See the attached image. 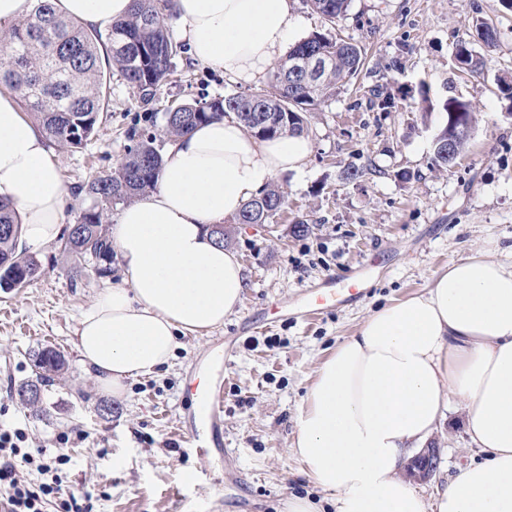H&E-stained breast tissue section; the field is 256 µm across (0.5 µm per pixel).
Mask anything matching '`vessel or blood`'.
<instances>
[{
    "mask_svg": "<svg viewBox=\"0 0 512 512\" xmlns=\"http://www.w3.org/2000/svg\"><path fill=\"white\" fill-rule=\"evenodd\" d=\"M362 293L360 277H348L344 287L327 284L312 289L305 302L306 311L317 313L334 307L342 302L344 296L357 297ZM229 354L218 350L214 359L205 368L204 376L189 380L186 385L191 395L193 426L180 432L185 442L194 448L197 457L208 460L211 455L224 451L221 432V417L224 407V376L228 366Z\"/></svg>",
    "mask_w": 512,
    "mask_h": 512,
    "instance_id": "b4317fda",
    "label": "vessel or blood"
}]
</instances>
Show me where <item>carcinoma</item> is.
<instances>
[{"label": "carcinoma", "instance_id": "obj_1", "mask_svg": "<svg viewBox=\"0 0 512 512\" xmlns=\"http://www.w3.org/2000/svg\"><path fill=\"white\" fill-rule=\"evenodd\" d=\"M130 14L112 23L106 41L88 33L75 19L58 13L52 0H36L33 11L3 36L0 53V86L13 92L25 110L40 124L46 137L64 147L80 148L96 134L101 113L108 106L107 74L115 69L138 100L150 104L159 88L174 75L176 57L182 46L175 42L167 25L168 0H132ZM306 5L334 25L348 11L351 0H305ZM477 41L487 47L497 42V29L486 19L472 21ZM323 59L325 67L317 79L305 81L294 75L295 64L306 58ZM460 71L478 72L475 51L463 42L455 51ZM365 63L362 49L332 31L313 32L294 44L273 74L271 88L251 93H232L210 100L184 103L171 108L165 131L171 136L190 132L200 123L236 115L245 129L255 135L252 120L263 118L272 125L265 138L302 135L307 129L306 114L336 94V88L359 75ZM497 90L505 101L504 112L512 117V77L497 78ZM404 97H418L422 110L433 109L428 88L400 91ZM446 122L434 137L433 162L450 167L441 155L445 145L453 146L460 157L473 128V107L456 97L442 104ZM156 138H140L114 170L88 184V194L100 205L82 216L77 230L67 229L59 239V250L90 265L100 277L112 275V243L106 224L110 212L143 196L157 186L162 155ZM288 205L276 184L269 185L252 199L236 218L238 224H269ZM0 226L10 233L0 234V288L13 289L25 273H44L34 255L18 251L20 224L6 203H0ZM64 365L61 354L43 349L35 355V367L43 370L36 380L49 385V373Z\"/></svg>", "mask_w": 512, "mask_h": 512}]
</instances>
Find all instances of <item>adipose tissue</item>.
<instances>
[{
    "instance_id": "1",
    "label": "adipose tissue",
    "mask_w": 512,
    "mask_h": 512,
    "mask_svg": "<svg viewBox=\"0 0 512 512\" xmlns=\"http://www.w3.org/2000/svg\"><path fill=\"white\" fill-rule=\"evenodd\" d=\"M55 5L99 28L131 10V0ZM171 10L194 61L235 83H265L297 31L292 0H171ZM310 151L303 136H252L231 114L167 147L156 189L110 228L124 285L103 289L79 321L76 348L101 393L122 396L127 380L169 362L178 337L223 325L238 308L245 269L211 230ZM60 169L39 127L1 93L0 200L18 216L22 247L63 232ZM455 402L480 459L429 502L399 466ZM291 452L334 512H512V250L449 261L425 292L373 311L317 368Z\"/></svg>"
}]
</instances>
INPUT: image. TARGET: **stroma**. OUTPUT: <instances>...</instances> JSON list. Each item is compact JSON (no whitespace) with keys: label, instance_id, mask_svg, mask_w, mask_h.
<instances>
[{"label":"stroma","instance_id":"stroma-1","mask_svg":"<svg viewBox=\"0 0 512 512\" xmlns=\"http://www.w3.org/2000/svg\"><path fill=\"white\" fill-rule=\"evenodd\" d=\"M493 21L498 42L475 44L480 72H458L453 54L470 39L472 18ZM365 48L357 80L308 112L311 151L300 172L274 179L288 194L273 223L232 225L227 246L247 273L239 309L221 327L180 338L168 365L127 380L122 398L96 391L76 349L78 320L105 288L123 285L120 258L112 274H75L56 245L37 250L44 273L26 287L0 289V423L24 428L31 448H64L71 461L66 485L92 495L93 512H284L291 496L325 500L288 447L294 419L316 369L354 335L378 306L424 292L450 260L491 247L512 246V120L504 118L495 80L512 76V12L498 0H352L336 24ZM179 79L162 86L142 108L119 73L109 81V106L95 137L82 148L59 149L67 191L65 221L78 223L90 206L87 185L111 171L132 146V134L155 136L166 148L171 106L240 92L237 83L176 60ZM426 84L434 102L451 96L476 108L471 138L455 166L432 163L440 111L422 113L399 87ZM389 96V104L371 96ZM356 178H347L348 167ZM407 170L411 180L398 172ZM308 232L295 233L296 221ZM370 266L363 297L318 314L301 315L308 287ZM274 305L287 320L254 325ZM229 348L224 385V453L201 462L177 434L189 419L186 382L215 353ZM52 348L65 360L44 390L43 411L17 396L34 378V356ZM111 402V415L99 407ZM68 436L59 444V436ZM435 474L416 481L425 498L476 457L463 411L453 406L431 440Z\"/></svg>","mask_w":512,"mask_h":512}]
</instances>
